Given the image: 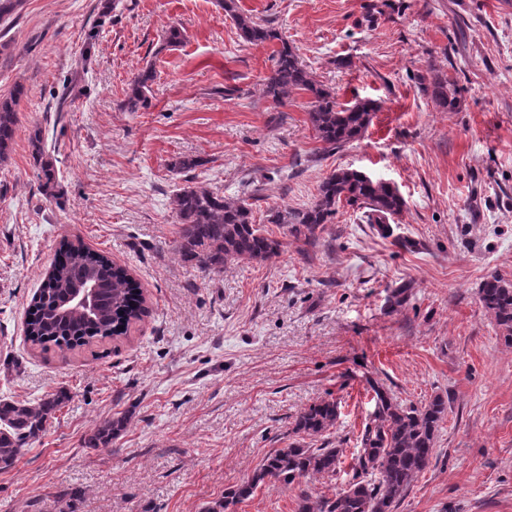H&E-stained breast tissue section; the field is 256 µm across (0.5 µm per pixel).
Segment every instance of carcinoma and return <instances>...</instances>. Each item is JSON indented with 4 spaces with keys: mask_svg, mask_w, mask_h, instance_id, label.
I'll use <instances>...</instances> for the list:
<instances>
[{
    "mask_svg": "<svg viewBox=\"0 0 512 512\" xmlns=\"http://www.w3.org/2000/svg\"><path fill=\"white\" fill-rule=\"evenodd\" d=\"M216 3L235 22L244 41H280L273 67L264 77L265 93L276 104L299 91L310 93L309 120L324 151H334L363 136L376 111L373 101L337 105L335 94L313 78L297 49L281 39L276 30L240 12L237 0ZM154 78L153 67L148 65L130 81L125 100L128 111L137 112L148 106ZM425 91L448 110L457 108V97L449 92L448 81L443 77L434 76ZM20 95L18 90L0 99V165L9 158L19 123ZM29 141L31 156L48 190L54 187L56 174L41 131H34ZM342 203L367 209L368 221L378 225V232L384 237L392 235L389 220L405 206L396 186L368 178L358 170L341 169L322 181L311 205L284 212L272 210L267 221L285 224L292 236L313 244L317 230L331 222ZM173 206L180 224L175 250L184 262L204 273H220L226 264L239 259L265 262L280 253V241L254 222L253 210L244 199H229L205 187L188 185L175 194ZM60 251L64 252L65 261L54 262L32 297L30 307L34 311L27 312L25 334L32 344L72 348L95 339L119 337L127 333L131 322L147 313L138 284L108 255L80 241H67ZM78 284L95 289L94 301L61 314L63 299ZM479 297L502 330L505 343L512 345V283L491 275L479 289ZM374 392V411L353 452V474L333 497L313 495L306 480L338 474L343 450L328 442H291L271 451L251 477L225 493L224 500L206 512H237L238 505L264 483L284 484L297 490L294 512H397L435 454L448 400L436 396L420 407L408 406L378 388ZM65 401L62 391L48 393L37 402L0 401V470L14 467L21 449L40 438L47 422ZM338 417L337 401L322 399L296 417L292 433L321 437L336 426ZM126 426L124 416L102 422L86 436L85 447H110Z\"/></svg>",
    "mask_w": 512,
    "mask_h": 512,
    "instance_id": "cac0c4a2",
    "label": "carcinoma"
}]
</instances>
